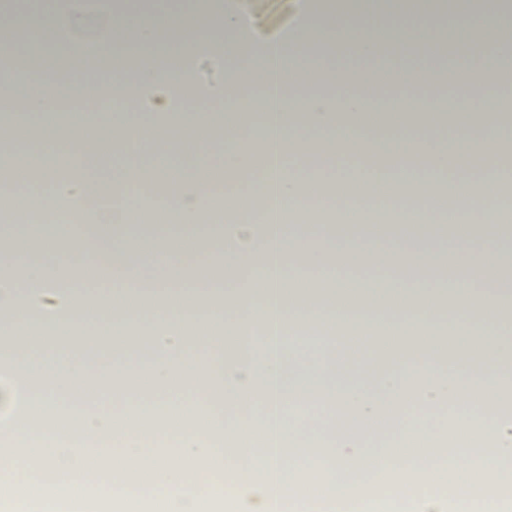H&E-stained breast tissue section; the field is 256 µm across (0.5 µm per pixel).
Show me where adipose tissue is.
<instances>
[{
  "instance_id": "adipose-tissue-1",
  "label": "adipose tissue",
  "mask_w": 512,
  "mask_h": 512,
  "mask_svg": "<svg viewBox=\"0 0 512 512\" xmlns=\"http://www.w3.org/2000/svg\"><path fill=\"white\" fill-rule=\"evenodd\" d=\"M102 26L113 52L132 32L149 55L134 69L116 68L111 55L74 41L71 80L52 63L32 66L29 50L45 36L91 37ZM173 26L176 44L162 42ZM326 45L338 57H325ZM0 51L8 56L0 109L11 114L0 123V176L20 171L42 189L0 219V259L19 223L82 225L80 235L42 240L23 273L0 276V412L16 418L0 439L37 446L23 462L0 455V479L17 489L0 497V512H502L500 501L463 492L449 509L429 492L439 467L431 456L378 453L379 502L349 498L345 479L370 453L355 423L412 401L403 441H438L432 416L441 407L496 411L448 457L465 458L489 484L506 480L512 225L502 221L500 198L484 202L476 185L500 182L512 159V113L496 95L512 87V0H310L306 22L286 40L257 37L222 0L176 17L140 0L100 22L74 12L71 0H49L27 17L0 16ZM205 56L224 62L214 91L220 112L193 107L195 63ZM101 76L109 105L81 135L62 138L49 118L98 101ZM423 78L465 90L459 111H437L414 94ZM243 85L258 86L259 97L239 95ZM343 85L351 94L337 96ZM384 86L395 91L388 113L369 120ZM147 88L161 100L139 104ZM296 159L335 169L333 188L316 175L318 189L307 193ZM214 166L237 179L218 197L196 177ZM143 183L177 213L178 236L142 222L151 207L127 188ZM441 194L452 203L444 220L433 207ZM328 202L336 223L294 221ZM249 209L253 219L243 220ZM382 210L393 219L373 228ZM209 211L226 223L204 239ZM83 263L107 274L112 293L75 289ZM216 279L231 288L213 287ZM331 327L369 338L367 351L350 364L332 352L306 360L286 342ZM139 329L143 354L127 356L126 338ZM63 339L73 349L29 364L26 351ZM193 341L207 347L205 357L189 351ZM452 351L482 360L477 382L468 366L448 370ZM381 356L397 369L377 373ZM144 374L153 398L125 410L147 428L115 430V410L91 406L90 397L105 399ZM5 375L12 384H2ZM201 379L220 386L233 423L198 396ZM174 382L183 388L176 399L166 393ZM320 388L336 400L327 459L304 453L315 431L288 414ZM188 407L208 426L194 418L171 428L170 415ZM92 437L104 441L93 471L84 465ZM313 474L324 498L304 491ZM93 479L97 494L79 493Z\"/></svg>"
}]
</instances>
